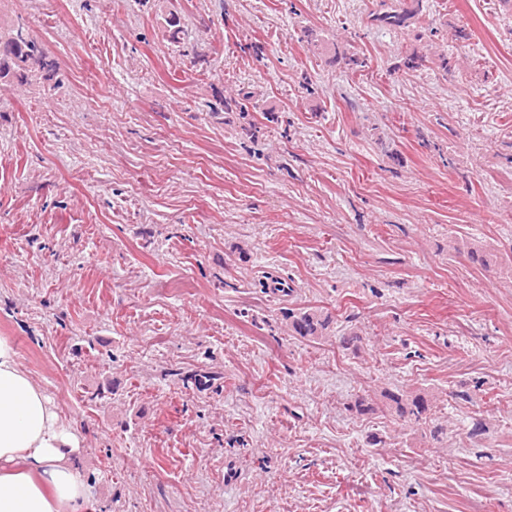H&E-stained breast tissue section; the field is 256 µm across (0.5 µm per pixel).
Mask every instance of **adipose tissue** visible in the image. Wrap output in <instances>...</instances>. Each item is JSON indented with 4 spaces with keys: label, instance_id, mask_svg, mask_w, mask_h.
Instances as JSON below:
<instances>
[{
    "label": "adipose tissue",
    "instance_id": "ef3b65f1",
    "mask_svg": "<svg viewBox=\"0 0 512 512\" xmlns=\"http://www.w3.org/2000/svg\"><path fill=\"white\" fill-rule=\"evenodd\" d=\"M79 442L0 336V512H95Z\"/></svg>",
    "mask_w": 512,
    "mask_h": 512
}]
</instances>
